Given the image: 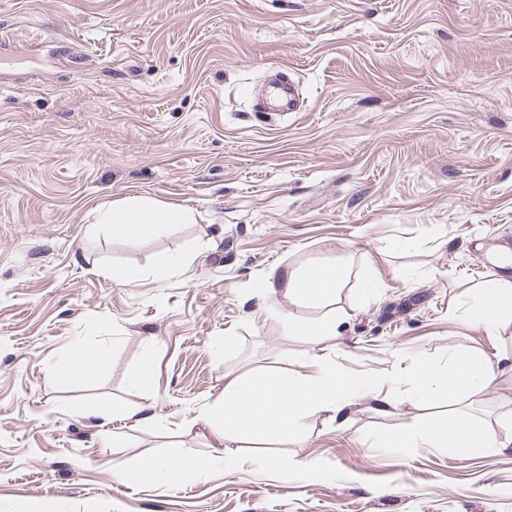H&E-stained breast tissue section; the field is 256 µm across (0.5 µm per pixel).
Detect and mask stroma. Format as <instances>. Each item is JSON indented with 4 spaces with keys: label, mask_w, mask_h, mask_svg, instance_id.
I'll list each match as a JSON object with an SVG mask.
<instances>
[{
    "label": "stroma",
    "mask_w": 512,
    "mask_h": 512,
    "mask_svg": "<svg viewBox=\"0 0 512 512\" xmlns=\"http://www.w3.org/2000/svg\"><path fill=\"white\" fill-rule=\"evenodd\" d=\"M288 76L293 112L260 106ZM135 195L193 224L113 240L96 208ZM512 244V0H0V512H512V446L463 459L377 434L462 409L512 415V374L462 405L404 402L408 368L458 350L512 361V327L465 315ZM184 256L182 273L164 270ZM335 263L337 337L286 335L256 287ZM121 271L138 272L130 283ZM79 337L105 356L64 381ZM370 376L351 425L223 448L202 422L226 377L312 356ZM155 379L134 390L144 357ZM112 404L144 421L75 409ZM122 447H113V439ZM214 459L176 487L117 464ZM282 454L319 471L265 468Z\"/></svg>",
    "instance_id": "obj_1"
}]
</instances>
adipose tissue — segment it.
<instances>
[{
    "label": "adipose tissue",
    "mask_w": 512,
    "mask_h": 512,
    "mask_svg": "<svg viewBox=\"0 0 512 512\" xmlns=\"http://www.w3.org/2000/svg\"><path fill=\"white\" fill-rule=\"evenodd\" d=\"M97 223L107 225L113 238L139 240L155 234L165 224H190L191 209L155 200L130 196L112 201L96 211ZM347 277L345 267L310 264L286 272L268 273L260 286L266 296L283 295L310 307L335 300ZM469 320L484 332L495 333L512 326V279L492 277L471 296ZM313 370H270L239 374L224 385V399L204 414L205 423L224 443V463L232 465L233 444L240 439L267 440L296 437L309 413L320 412L338 420L351 421L350 409L367 396L374 380L369 376L351 378L334 363L317 358ZM512 370V364H492L481 352L464 351L449 355L446 363H414L405 395L407 402L422 404L436 400H462L491 387L498 374ZM380 444L400 448H436L458 457L471 449L502 446L500 432L492 425L458 414L429 421L419 428H407L399 435L380 437ZM210 469L208 461L191 453L177 460L149 458L120 465L117 477L125 482L162 483L178 486L186 478H201Z\"/></svg>",
    "instance_id": "adipose-tissue-1"
}]
</instances>
